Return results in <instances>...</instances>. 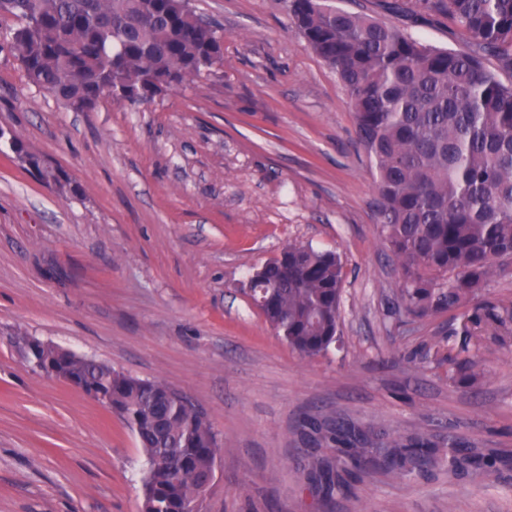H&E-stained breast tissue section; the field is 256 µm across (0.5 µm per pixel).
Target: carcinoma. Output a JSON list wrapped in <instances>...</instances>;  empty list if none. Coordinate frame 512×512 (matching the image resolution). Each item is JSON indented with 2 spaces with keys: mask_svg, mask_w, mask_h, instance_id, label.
<instances>
[{
  "mask_svg": "<svg viewBox=\"0 0 512 512\" xmlns=\"http://www.w3.org/2000/svg\"><path fill=\"white\" fill-rule=\"evenodd\" d=\"M303 38L339 78L359 139L374 169L381 232L402 270L398 305L414 321L452 313L463 339L448 356V381L481 379L477 333L512 326V303L471 308L490 279L512 261V84L484 65L512 68V0H399L388 9L412 22L448 16L467 31L459 53L424 44L403 28L321 0H287ZM0 30L29 81L72 112L110 98L139 105L210 71L223 60L218 26L189 0H0ZM17 158L45 181L62 174L40 164L18 140ZM249 282L270 326L304 357L339 340L342 263L309 245L285 247ZM31 361L92 388L134 432L146 457L141 512H201L223 451L206 414L161 381L141 380L94 359L55 357L40 346ZM315 440L340 445L341 469L379 461L403 476L466 460L455 444L413 437L375 444L344 422L313 427ZM327 496L342 490L332 466L315 467Z\"/></svg>",
  "mask_w": 512,
  "mask_h": 512,
  "instance_id": "carcinoma-1",
  "label": "carcinoma"
}]
</instances>
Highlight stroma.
I'll use <instances>...</instances> for the list:
<instances>
[{
    "label": "stroma",
    "instance_id": "stroma-1",
    "mask_svg": "<svg viewBox=\"0 0 512 512\" xmlns=\"http://www.w3.org/2000/svg\"><path fill=\"white\" fill-rule=\"evenodd\" d=\"M192 5L220 26L222 65L138 106L68 111L0 50V512L141 510L134 433L34 371L23 335L201 409L223 448L202 512H512V336L483 335L476 387L449 383L460 322L397 309L401 270L336 74L283 0ZM409 32L470 48L444 16ZM13 138L71 192L40 181ZM289 244L343 262L341 340L322 356L292 350L244 291ZM310 420L388 444L453 436L497 462L411 478L373 466L324 504L307 479Z\"/></svg>",
    "mask_w": 512,
    "mask_h": 512
}]
</instances>
